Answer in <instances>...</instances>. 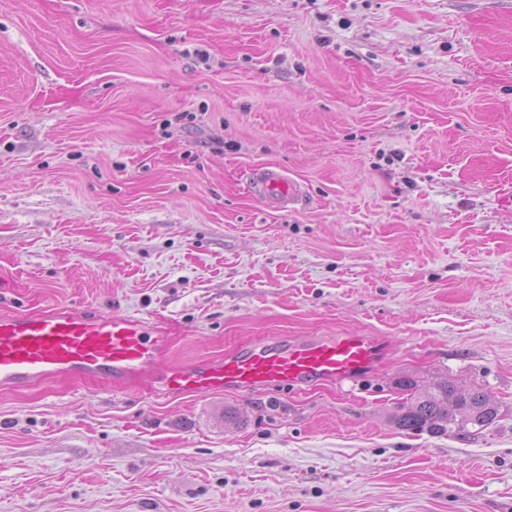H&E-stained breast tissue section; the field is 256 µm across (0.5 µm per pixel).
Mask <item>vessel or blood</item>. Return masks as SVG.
Here are the masks:
<instances>
[{
	"label": "vessel or blood",
	"instance_id": "obj_1",
	"mask_svg": "<svg viewBox=\"0 0 512 512\" xmlns=\"http://www.w3.org/2000/svg\"><path fill=\"white\" fill-rule=\"evenodd\" d=\"M250 188L264 206L277 210L303 196L300 184L276 167L257 169ZM169 345L167 332L119 313L52 308L0 314V389L67 377L100 380L116 393L134 385L172 396L227 388L246 393L264 385L352 380L368 372L378 357L373 339L347 335L271 340L218 360L165 367L161 359Z\"/></svg>",
	"mask_w": 512,
	"mask_h": 512
}]
</instances>
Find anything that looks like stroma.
I'll use <instances>...</instances> for the list:
<instances>
[{"mask_svg":"<svg viewBox=\"0 0 512 512\" xmlns=\"http://www.w3.org/2000/svg\"><path fill=\"white\" fill-rule=\"evenodd\" d=\"M0 281L171 331V363L381 351L247 395L0 390V512H512V0H0ZM440 373L499 421L390 423ZM250 188L264 206L277 210L288 209L303 196L300 184L276 167L257 169L253 173Z\"/></svg>","mask_w":512,"mask_h":512,"instance_id":"35a3bbf8","label":"stroma"}]
</instances>
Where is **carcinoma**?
<instances>
[{
    "label": "carcinoma",
    "instance_id": "obj_1",
    "mask_svg": "<svg viewBox=\"0 0 512 512\" xmlns=\"http://www.w3.org/2000/svg\"><path fill=\"white\" fill-rule=\"evenodd\" d=\"M401 386L415 394L390 414L392 424L401 430L446 435L454 427L464 436H473L499 419V407L482 390L460 393L446 374L421 389L410 378L402 380Z\"/></svg>",
    "mask_w": 512,
    "mask_h": 512
}]
</instances>
